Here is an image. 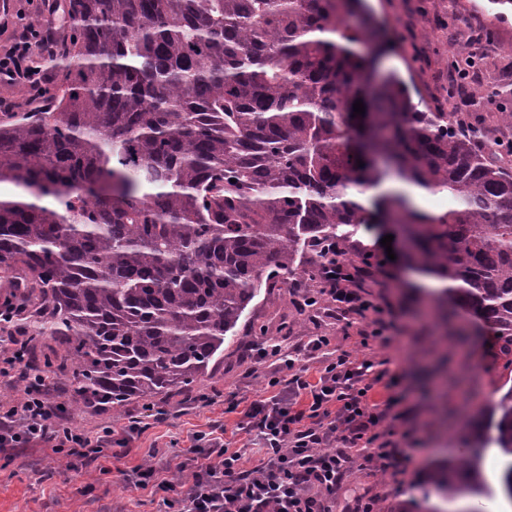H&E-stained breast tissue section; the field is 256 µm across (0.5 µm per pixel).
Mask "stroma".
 Returning <instances> with one entry per match:
<instances>
[{
	"instance_id": "obj_1",
	"label": "stroma",
	"mask_w": 512,
	"mask_h": 512,
	"mask_svg": "<svg viewBox=\"0 0 512 512\" xmlns=\"http://www.w3.org/2000/svg\"><path fill=\"white\" fill-rule=\"evenodd\" d=\"M10 12L0 16V57L18 44L23 28L40 22L44 0H9ZM485 0H369V4L389 35L390 49L380 58L378 69L397 72L418 88L425 104L439 112H451L460 104L448 96V58L457 52L449 42V28L462 31L475 16L493 34L497 45H512V16L497 20L480 13ZM371 298L388 306L400 340L376 349V358L397 359L409 391L410 412L405 427L432 449L462 451L460 438H449L448 426L487 410L498 397L499 388L512 380V357L501 354L496 342L480 339L468 355H461L453 337L459 330L472 331L471 313L450 306L449 320L430 316L432 288L403 258L387 261L372 269L358 282ZM247 322L241 325L237 346L226 348L223 361L210 368L202 381L205 391H218L221 403L193 408L179 394H171L166 418L151 421L132 439L125 456L109 474L100 475L82 468H59L51 445L0 450V512H162L161 497L152 488L134 487L128 480L131 470L146 457L156 467L172 474L182 449L188 448L199 432L234 431L241 412H226L224 398L251 402L267 388L266 366L254 363L249 347L262 338L252 326L265 325L267 335L279 337L282 322L299 320L297 338L325 335L338 349L359 352L356 328H340L332 308H301L299 297L284 284L262 289L249 305ZM426 463L409 469L401 480L377 468L356 472L351 487L375 495L384 512L412 482L425 474Z\"/></svg>"
}]
</instances>
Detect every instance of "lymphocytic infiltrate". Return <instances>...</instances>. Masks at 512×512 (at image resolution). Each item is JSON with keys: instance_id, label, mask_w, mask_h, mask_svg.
I'll use <instances>...</instances> for the list:
<instances>
[{"instance_id": "obj_1", "label": "lymphocytic infiltrate", "mask_w": 512, "mask_h": 512, "mask_svg": "<svg viewBox=\"0 0 512 512\" xmlns=\"http://www.w3.org/2000/svg\"><path fill=\"white\" fill-rule=\"evenodd\" d=\"M60 0H49L46 25L28 30L11 53L0 58V74L24 80L41 93L44 77L35 71V54L52 53L53 32L64 21ZM356 272L328 266L317 290L336 307V321L356 326L358 344L369 355L358 358L332 346L328 336H310L291 346L276 340L256 350V360L279 366L264 395L242 412L241 430L257 442L259 458L244 468L240 451L220 437L184 449L177 474L159 477L149 462L135 467L134 486L161 492L168 512H373L375 497L354 495L346 506L338 497L351 474L411 463L418 450L402 427L406 394L372 356L391 341L388 311L356 288ZM319 376L309 381L311 362ZM60 394L25 387L14 401L0 400V447L52 444L61 465L79 461L107 472V450L115 432L97 438L65 427Z\"/></svg>"}]
</instances>
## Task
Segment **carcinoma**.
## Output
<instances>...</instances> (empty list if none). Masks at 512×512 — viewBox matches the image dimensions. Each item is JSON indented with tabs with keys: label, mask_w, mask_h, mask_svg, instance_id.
Wrapping results in <instances>:
<instances>
[{
	"label": "carcinoma",
	"mask_w": 512,
	"mask_h": 512,
	"mask_svg": "<svg viewBox=\"0 0 512 512\" xmlns=\"http://www.w3.org/2000/svg\"><path fill=\"white\" fill-rule=\"evenodd\" d=\"M483 10L505 18L512 0ZM67 13L55 93L0 121V184L22 192L0 196V278L25 335L62 347L30 372H70L67 415L195 392L274 279L307 288L338 256L372 265L348 243L373 220L444 284L439 302L472 310L512 351V147L482 118L461 131L458 113L418 109L396 74L368 87L386 42L365 0H68ZM473 67L448 58V97H506L469 86ZM391 176L454 205L358 201ZM467 428L468 450L430 462L392 512L460 500L485 512L489 442L512 489V386Z\"/></svg>",
	"instance_id": "cac0c4a2"
}]
</instances>
